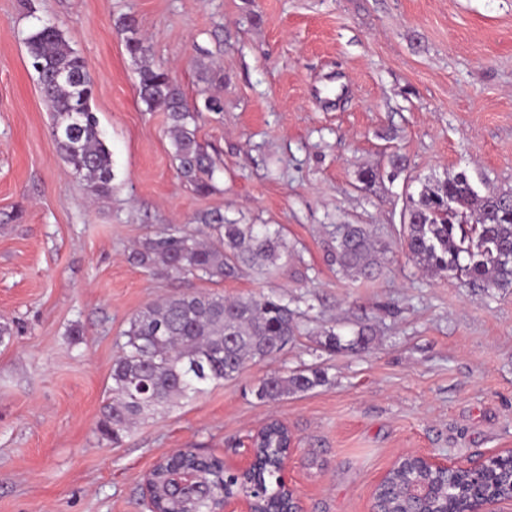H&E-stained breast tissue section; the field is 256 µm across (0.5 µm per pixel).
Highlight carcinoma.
Here are the masks:
<instances>
[{"instance_id": "obj_1", "label": "carcinoma", "mask_w": 512, "mask_h": 512, "mask_svg": "<svg viewBox=\"0 0 512 512\" xmlns=\"http://www.w3.org/2000/svg\"><path fill=\"white\" fill-rule=\"evenodd\" d=\"M129 55L141 62L138 95L151 111L167 112L174 161L182 181L207 195L216 190L215 162L197 139L202 111L189 106L170 72L146 62L150 48L135 19L120 22ZM31 66L38 74L52 112L58 151L72 173L98 198L112 194V154L92 110L94 87L86 82L81 57L56 26L40 22L24 38ZM70 79L58 81L60 73ZM194 233L166 226L142 241L131 261L170 276L198 275L222 281L244 268L270 274L288 255L282 232L266 225L236 224L218 210L198 216ZM403 247L408 257L435 275L464 279L484 292L512 288V190L479 193L463 171L431 186L410 200L403 213ZM384 248L366 224H338L331 260L346 275L373 277ZM301 312L276 293L226 298L219 293L173 295L146 305L123 332L120 354L112 364L109 391L97 429L103 439L119 444L134 424L152 419L203 391V386L235 378L246 364L271 357L300 335ZM373 341L364 326L346 340L333 330L324 334L329 351L364 352ZM326 382L319 367L270 375L259 382L264 402L307 392ZM284 428L269 424L256 442L255 465L246 474L224 467L218 457H201L181 449L154 467V508L158 512H212L219 496L254 495L257 512H277L288 505V491L277 480L280 457L288 449ZM489 478L497 494L512 496V476L494 465ZM425 480L437 491L434 507L463 512L471 496L469 475L462 471L427 472L399 465L388 482L399 485Z\"/></svg>"}]
</instances>
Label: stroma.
<instances>
[{"label":"stroma","mask_w":512,"mask_h":512,"mask_svg":"<svg viewBox=\"0 0 512 512\" xmlns=\"http://www.w3.org/2000/svg\"><path fill=\"white\" fill-rule=\"evenodd\" d=\"M134 17L154 65L189 102L219 95L198 139L217 190L177 175L168 120L137 93L117 26ZM55 23L95 83L112 153L110 197L65 167L24 45ZM221 69L203 83L196 68ZM407 168L390 178L389 157ZM379 170L371 188L360 170ZM464 171L478 191L512 189V0H0V512H149L145 476L178 448L234 460L267 420L295 439L290 476L305 512H369L402 453L477 459L512 448V290L431 274L402 247L410 198ZM218 210L284 228L282 272L211 281L131 263L167 225ZM338 224L371 225L389 247L371 279L328 258ZM276 290L301 334L235 378L137 424L119 447L97 423L130 319L198 291ZM371 327L369 351L332 353L323 333ZM311 366L327 381L264 402L260 379Z\"/></svg>","instance_id":"stroma-1"}]
</instances>
